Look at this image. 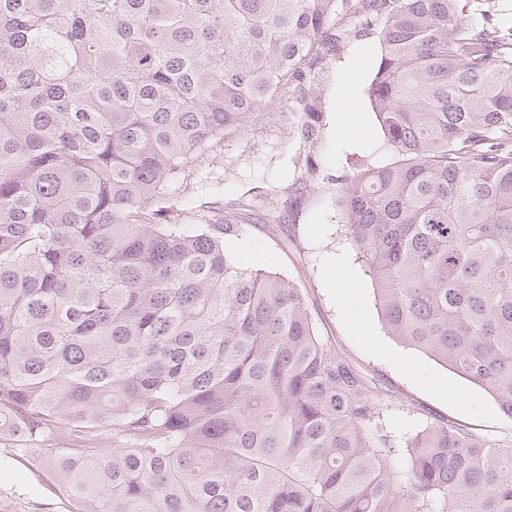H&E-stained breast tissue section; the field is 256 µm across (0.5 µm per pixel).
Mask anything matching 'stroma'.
<instances>
[{"label": "stroma", "mask_w": 512, "mask_h": 512, "mask_svg": "<svg viewBox=\"0 0 512 512\" xmlns=\"http://www.w3.org/2000/svg\"><path fill=\"white\" fill-rule=\"evenodd\" d=\"M358 16L328 27L300 77L304 99L275 98L244 132L188 164L180 194L239 216L242 265L281 274L299 288L315 333L362 378L393 435L441 421L512 447V416L484 390L384 328L370 277L342 224L344 176L396 159L367 89L380 58L378 25L352 34ZM307 182L311 191H300ZM42 450L0 438V512H78L56 486Z\"/></svg>", "instance_id": "35a3bbf8"}]
</instances>
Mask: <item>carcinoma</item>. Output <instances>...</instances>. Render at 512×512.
<instances>
[{
    "label": "carcinoma",
    "mask_w": 512,
    "mask_h": 512,
    "mask_svg": "<svg viewBox=\"0 0 512 512\" xmlns=\"http://www.w3.org/2000/svg\"><path fill=\"white\" fill-rule=\"evenodd\" d=\"M471 4L0 0V436L79 512H512V448L387 431L236 219L161 223L329 23L382 22L399 160L343 180V226L388 333L512 416V29Z\"/></svg>",
    "instance_id": "carcinoma-1"
}]
</instances>
